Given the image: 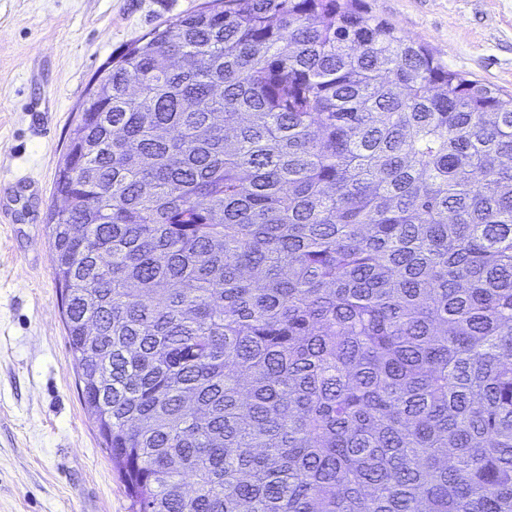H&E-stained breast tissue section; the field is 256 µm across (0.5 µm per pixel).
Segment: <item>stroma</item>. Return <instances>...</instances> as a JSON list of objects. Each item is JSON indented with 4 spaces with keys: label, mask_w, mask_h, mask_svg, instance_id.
Instances as JSON below:
<instances>
[{
    "label": "stroma",
    "mask_w": 512,
    "mask_h": 512,
    "mask_svg": "<svg viewBox=\"0 0 512 512\" xmlns=\"http://www.w3.org/2000/svg\"><path fill=\"white\" fill-rule=\"evenodd\" d=\"M202 0H0V512H129L87 413L47 224L69 133L113 55ZM448 69L512 93V0H365Z\"/></svg>",
    "instance_id": "35a3bbf8"
}]
</instances>
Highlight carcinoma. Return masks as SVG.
I'll return each mask as SVG.
<instances>
[{
	"label": "carcinoma",
	"mask_w": 512,
	"mask_h": 512,
	"mask_svg": "<svg viewBox=\"0 0 512 512\" xmlns=\"http://www.w3.org/2000/svg\"><path fill=\"white\" fill-rule=\"evenodd\" d=\"M94 83L48 225L130 512H512V95L364 0H204Z\"/></svg>",
	"instance_id": "1"
}]
</instances>
